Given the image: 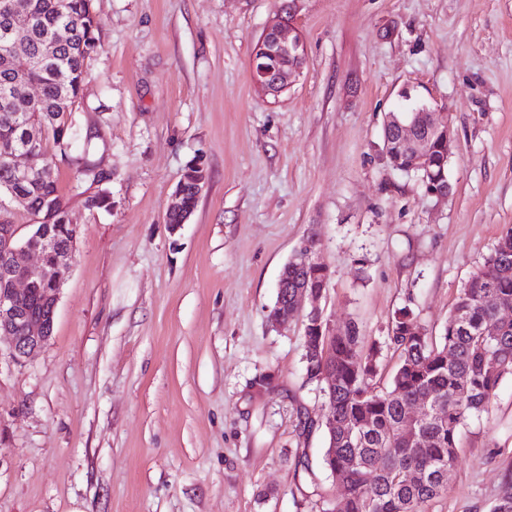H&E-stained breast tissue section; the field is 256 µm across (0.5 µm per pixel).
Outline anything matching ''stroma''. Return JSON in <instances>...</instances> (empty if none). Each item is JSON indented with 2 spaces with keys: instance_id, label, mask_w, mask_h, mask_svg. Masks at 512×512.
Here are the masks:
<instances>
[{
  "instance_id": "stroma-1",
  "label": "stroma",
  "mask_w": 512,
  "mask_h": 512,
  "mask_svg": "<svg viewBox=\"0 0 512 512\" xmlns=\"http://www.w3.org/2000/svg\"><path fill=\"white\" fill-rule=\"evenodd\" d=\"M76 134L49 156L77 228L53 333L15 359L0 339V512H319L307 481L322 401L305 381L309 301L268 320L307 235L332 271L330 323L385 335L407 310L440 334L459 290L512 227V0H91ZM306 59L279 96L249 59L274 20ZM450 113L447 197L394 171L382 141L403 87ZM111 171L85 207L78 164ZM206 183L167 221L187 166ZM266 378L265 388L255 381ZM512 478V378L463 431L427 512H489Z\"/></svg>"
}]
</instances>
